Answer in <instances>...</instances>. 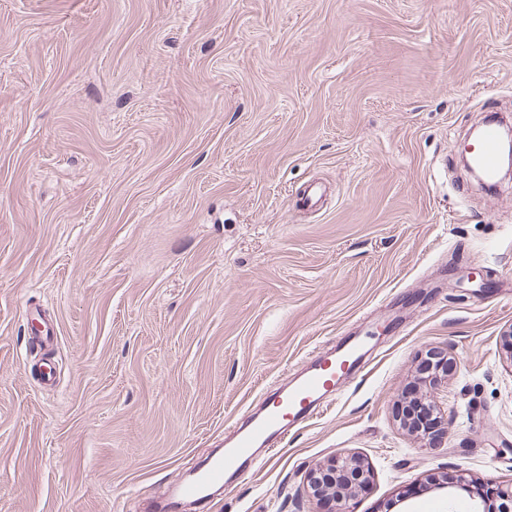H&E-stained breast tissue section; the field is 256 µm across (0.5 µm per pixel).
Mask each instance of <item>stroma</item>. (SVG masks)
Segmentation results:
<instances>
[{
	"mask_svg": "<svg viewBox=\"0 0 512 512\" xmlns=\"http://www.w3.org/2000/svg\"><path fill=\"white\" fill-rule=\"evenodd\" d=\"M493 111L512 0H0V512H142L360 325L364 371L203 512H317L348 453L352 512L511 482L512 298L479 289L512 280V180L459 165ZM342 476L354 481V484L365 480L361 485L365 488L368 484L367 470L364 469L359 458L356 456H343L330 460L323 467L317 468L311 472L308 480V488L314 498L320 501L322 507L321 496L322 489L325 484L336 481V477Z\"/></svg>",
	"mask_w": 512,
	"mask_h": 512,
	"instance_id": "35a3bbf8",
	"label": "stroma"
}]
</instances>
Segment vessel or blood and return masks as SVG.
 <instances>
[{"label":"vessel or blood","instance_id":"1","mask_svg":"<svg viewBox=\"0 0 512 512\" xmlns=\"http://www.w3.org/2000/svg\"><path fill=\"white\" fill-rule=\"evenodd\" d=\"M471 156L486 178H494L497 171L495 121H488ZM366 356L365 339L346 337L331 352L313 357L305 371L285 382L263 410L229 430L222 452L203 457L169 487L160 500V512H181L188 502L207 504L212 491L224 488L244 474L257 452L279 447L293 428L319 414L339 380L359 367Z\"/></svg>","mask_w":512,"mask_h":512}]
</instances>
